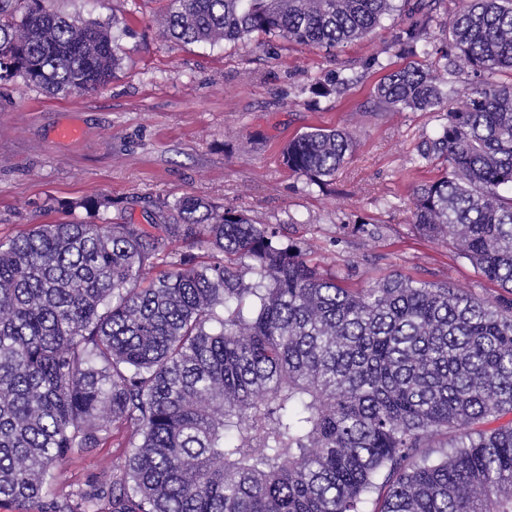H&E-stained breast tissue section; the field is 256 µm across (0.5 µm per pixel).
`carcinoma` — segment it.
<instances>
[{
	"mask_svg": "<svg viewBox=\"0 0 512 512\" xmlns=\"http://www.w3.org/2000/svg\"><path fill=\"white\" fill-rule=\"evenodd\" d=\"M393 0H168L184 42L255 32L336 47ZM450 48L374 88L444 112L419 147L446 172L413 223L500 288L490 302L389 273L353 286L273 224L185 196L159 224L69 221L0 240V504L21 512H512V0H461ZM108 29L0 0V73L52 95L119 68ZM480 80L448 110L442 84ZM314 128L283 163L321 185L351 155ZM180 241L186 250L171 247ZM119 423L131 451L58 499L57 465Z\"/></svg>",
	"mask_w": 512,
	"mask_h": 512,
	"instance_id": "obj_1",
	"label": "carcinoma"
}]
</instances>
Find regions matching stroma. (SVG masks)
Segmentation results:
<instances>
[{"label": "stroma", "mask_w": 512, "mask_h": 512, "mask_svg": "<svg viewBox=\"0 0 512 512\" xmlns=\"http://www.w3.org/2000/svg\"><path fill=\"white\" fill-rule=\"evenodd\" d=\"M165 5L52 0L62 15L111 26L124 56L116 78L90 93L54 96L18 77L0 80V239L74 219L148 224L157 199L196 195L280 226L284 240L309 247L354 285L396 272L498 298L492 282L412 221L413 187L445 171L418 155L443 113L382 112L373 100L387 73L434 64L447 51L459 0H437L429 13L395 0L371 32L335 48L258 32L216 45L179 42L150 23ZM347 68L359 82L326 93ZM64 127L78 137H60ZM313 127L354 137L351 157L319 186L281 159L288 140ZM129 437L117 425L99 448L71 455L55 496L123 462Z\"/></svg>", "instance_id": "stroma-1"}]
</instances>
